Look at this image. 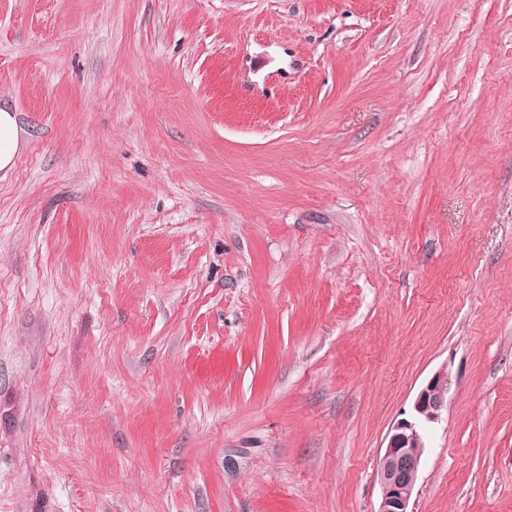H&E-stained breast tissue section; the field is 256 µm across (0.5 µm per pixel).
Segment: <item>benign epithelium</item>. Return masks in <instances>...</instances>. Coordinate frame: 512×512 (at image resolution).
<instances>
[{
	"instance_id": "7a95c632",
	"label": "benign epithelium",
	"mask_w": 512,
	"mask_h": 512,
	"mask_svg": "<svg viewBox=\"0 0 512 512\" xmlns=\"http://www.w3.org/2000/svg\"><path fill=\"white\" fill-rule=\"evenodd\" d=\"M448 373L436 371L418 392L408 416L395 421L379 459L377 512H411L410 500L425 448V429L447 409Z\"/></svg>"
}]
</instances>
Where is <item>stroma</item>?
Here are the masks:
<instances>
[{"label":"stroma","mask_w":512,"mask_h":512,"mask_svg":"<svg viewBox=\"0 0 512 512\" xmlns=\"http://www.w3.org/2000/svg\"><path fill=\"white\" fill-rule=\"evenodd\" d=\"M0 512H512V0H0ZM21 132L16 112L4 102L0 106V171L7 173L14 167ZM448 373L436 371L418 392L407 417L395 421L379 459L377 475L381 499L376 512L409 510L425 446V429L447 409Z\"/></svg>","instance_id":"obj_1"}]
</instances>
